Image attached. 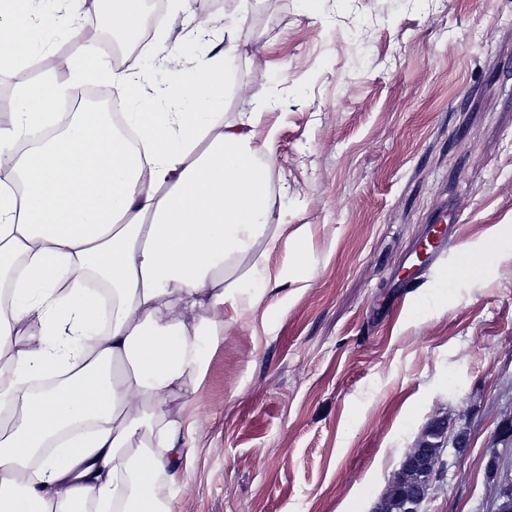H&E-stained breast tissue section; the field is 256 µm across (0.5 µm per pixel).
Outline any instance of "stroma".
<instances>
[{
  "mask_svg": "<svg viewBox=\"0 0 512 512\" xmlns=\"http://www.w3.org/2000/svg\"><path fill=\"white\" fill-rule=\"evenodd\" d=\"M242 53L225 119L263 111L275 205L226 271L272 273L257 306L225 304L203 378L166 402L190 453L170 512H375L425 427L464 435L427 512H490L512 447V250L398 312L392 281L433 217L449 264L512 236V0H236ZM170 57L201 53L181 0Z\"/></svg>",
  "mask_w": 512,
  "mask_h": 512,
  "instance_id": "stroma-1",
  "label": "stroma"
}]
</instances>
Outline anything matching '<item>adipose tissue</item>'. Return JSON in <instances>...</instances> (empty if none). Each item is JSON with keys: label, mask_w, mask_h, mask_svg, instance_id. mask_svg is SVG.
I'll use <instances>...</instances> for the list:
<instances>
[{"label": "adipose tissue", "mask_w": 512, "mask_h": 512, "mask_svg": "<svg viewBox=\"0 0 512 512\" xmlns=\"http://www.w3.org/2000/svg\"><path fill=\"white\" fill-rule=\"evenodd\" d=\"M30 4L0 0L1 71L25 67L42 38ZM240 54L227 34L192 79L157 86L168 111L140 105L139 74L101 50L67 57L64 80L48 70L16 88L0 122V512L106 507L129 473L123 512H163L181 453L166 400L205 373L201 343L224 331L200 311L259 299L224 277L273 206V134L256 144L261 113L221 114L213 73ZM94 82L123 89L129 110L59 112ZM91 276L110 309L83 288Z\"/></svg>", "instance_id": "ef3b65f1"}]
</instances>
